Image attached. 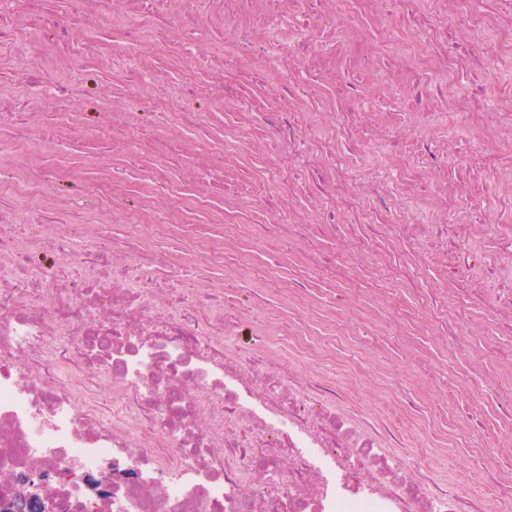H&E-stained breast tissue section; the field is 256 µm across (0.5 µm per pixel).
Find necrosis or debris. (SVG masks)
Segmentation results:
<instances>
[{"label": "necrosis or debris", "instance_id": "obj_1", "mask_svg": "<svg viewBox=\"0 0 512 512\" xmlns=\"http://www.w3.org/2000/svg\"><path fill=\"white\" fill-rule=\"evenodd\" d=\"M352 0H335L331 13L314 14L297 27L299 65L313 60L335 17ZM420 0H396L397 16L412 32L443 44V58L423 53L411 40L408 54L431 106L447 103L444 86L463 64L486 67L488 59L512 53V24L487 48L469 52L453 41L447 25L420 13ZM191 0H0V46L13 48L17 74L43 108L84 90V75L102 49L128 45L188 52L199 31H231L235 58H212L200 67L223 82L236 57L255 47L226 10L197 16ZM108 28V44L80 37L83 28ZM49 35L71 73L48 78L33 64L34 34ZM23 103L0 104V132L17 151H42L0 189V503L16 485L39 482L41 512H512V484L496 485L490 503L478 501L464 482L435 479L424 457L398 453L396 426L366 429L354 420L357 407L334 386L301 393L287 376L263 360L224 348L233 324L224 317V289H209L198 309L163 281L170 258L139 248L143 234L165 239L213 209L232 188L224 181V144L203 136L198 151L207 176L189 185L173 183L166 171H137L120 182L95 187L97 211L119 197L141 204L125 218L123 247L81 244V230L68 221L78 198L56 195L47 210L26 202L50 193L74 175L49 154L48 143L21 112ZM136 97L123 111L103 112L98 130L113 134L128 159L145 150L165 152L164 143L141 139L153 123ZM274 144L299 165L330 162L340 184L320 183L323 225L359 212L369 237L388 222L373 189L354 182L355 160L334 142L312 138L295 119L276 125ZM165 200L162 209L143 199ZM411 240L444 251L459 274L483 273L476 297L487 300L489 320L512 327V225L483 224L495 234L500 261L476 247L449 241L446 227L412 224ZM445 291H416L413 306L428 330L456 335L466 318L461 300ZM98 374L115 391L102 409L88 381ZM112 474V492L88 485L91 476Z\"/></svg>", "mask_w": 512, "mask_h": 512}]
</instances>
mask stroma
<instances>
[{
    "label": "stroma",
    "mask_w": 512,
    "mask_h": 512,
    "mask_svg": "<svg viewBox=\"0 0 512 512\" xmlns=\"http://www.w3.org/2000/svg\"><path fill=\"white\" fill-rule=\"evenodd\" d=\"M394 9V0H373L369 12L337 17L335 30L321 44L315 69L301 71L302 81L315 85V96L288 91L283 83L285 69L297 67L295 55L274 68L266 55L259 54L240 58L223 87L191 100V107L217 114L234 113L243 98L251 103L249 144L240 152L229 150L224 160V176L235 190L230 203L245 213L252 227L263 222L265 207L279 206L294 211L309 230L302 239L265 237L251 228L228 246L223 266L191 274L190 256L185 253L165 273L191 298L225 283V313L247 321L235 335L225 337L228 349L250 348L259 335H267L260 351L265 361L293 373L309 388L325 380L334 382L359 407L365 424L400 421L406 445L412 444L417 429L427 428L426 451L433 458L437 479L467 473L479 478L483 451L468 447L458 430L470 424L475 434L502 441L512 431V412L484 401L480 391L483 385L512 376V330L494 326L483 308L475 306L461 330L459 347L427 334L412 314L415 291L459 285L447 264L433 255L421 261L419 272L399 282L373 280L358 292L319 279L309 266L311 258L362 265L374 250L360 240L357 225L350 221L327 232L318 228L319 202L311 178L267 136L268 127L284 112L321 137L337 133L340 122H347L348 135L339 149L364 143L358 159L360 174L377 186L382 202L403 221L512 224V169L492 166L486 159L490 150L512 152V137L491 131L496 113H512V55L491 60L485 75L461 71L450 89L452 95L463 97L474 85H481L489 113L464 118L429 110L415 102L419 76L403 59L412 32L395 23L390 54L373 53L381 23ZM234 52L232 41L216 35L200 39L192 57L172 56L140 44L132 53L103 58L85 77L84 97L57 102L44 119L55 133L54 152L80 159L85 174L82 181L61 185V192L87 193L88 179L104 164L113 165L116 176L128 174L130 167L120 147L98 136L91 126L109 103L124 101L132 58L165 78L163 86L139 89V100L155 109L178 95L196 72L198 57ZM103 83L112 89L110 99L98 93ZM148 132L171 138L173 180H180L186 171H199L196 129L161 121L149 126ZM423 138L436 148L433 161L417 160L416 143ZM275 172L292 176V193L279 190L271 178ZM247 256L261 258L276 270V277H249L243 266ZM488 336L494 337L501 351L492 362L483 361L479 351ZM489 489V483L479 478L478 493L488 494Z\"/></svg>",
    "instance_id": "stroma-1"
}]
</instances>
